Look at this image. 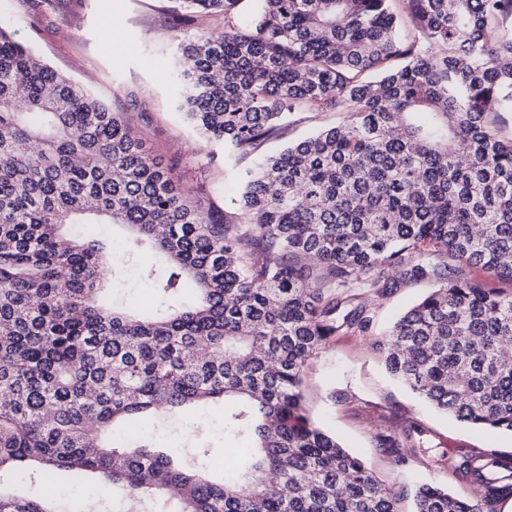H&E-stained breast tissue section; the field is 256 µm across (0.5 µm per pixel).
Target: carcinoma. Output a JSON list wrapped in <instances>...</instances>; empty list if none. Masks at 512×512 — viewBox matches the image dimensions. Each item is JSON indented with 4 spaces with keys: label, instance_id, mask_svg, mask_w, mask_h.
Listing matches in <instances>:
<instances>
[{
    "label": "carcinoma",
    "instance_id": "1",
    "mask_svg": "<svg viewBox=\"0 0 512 512\" xmlns=\"http://www.w3.org/2000/svg\"><path fill=\"white\" fill-rule=\"evenodd\" d=\"M221 12L183 48L180 108L210 147L257 152L288 114L341 121L239 175L221 216L190 204L124 113L38 59L0 23V512H53L1 488L24 465L92 477L144 512H401L400 494L309 417V361L370 324L360 291L437 288L377 342L389 373L436 411L512 432V0H173ZM67 224H120L119 244ZM142 267L166 313L104 297V250ZM453 260L511 288L460 277ZM224 404L212 450L130 446L157 414ZM420 430L382 434L402 463ZM488 512L512 497V456L452 464ZM414 512H479L424 483Z\"/></svg>",
    "mask_w": 512,
    "mask_h": 512
}]
</instances>
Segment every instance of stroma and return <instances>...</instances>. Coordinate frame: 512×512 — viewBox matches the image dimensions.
<instances>
[{
    "label": "stroma",
    "mask_w": 512,
    "mask_h": 512,
    "mask_svg": "<svg viewBox=\"0 0 512 512\" xmlns=\"http://www.w3.org/2000/svg\"><path fill=\"white\" fill-rule=\"evenodd\" d=\"M0 19L16 39L31 46L54 69L70 76L113 110L125 113L154 155L171 166L183 194L215 214L229 208L236 191V170L251 167L253 156H240L235 167L224 164L223 151L207 156L202 136L176 106L177 91L159 80L180 56V44L224 27L220 15L198 13L177 23L170 0H0ZM336 112L297 111L288 118L283 137L267 151L300 140L335 124ZM430 283L401 282L386 293H366L362 300L371 317L367 330L337 336L310 360L304 384L306 410L313 421L360 456L371 472L413 508V491L422 483L447 487L470 499L472 485L449 468L430 466L429 458L446 453L456 458L473 449L512 455V434L465 425L417 400L387 373L376 346L396 318L425 296ZM207 429L197 419L165 418L151 432L160 448L181 449L193 462L194 449H224V413L206 410ZM424 430L421 446L403 463L381 448L383 433H401L410 423ZM24 489L55 502L61 512H112L99 502L92 485L77 489L63 476L48 482L26 475Z\"/></svg>",
    "instance_id": "stroma-1"
}]
</instances>
